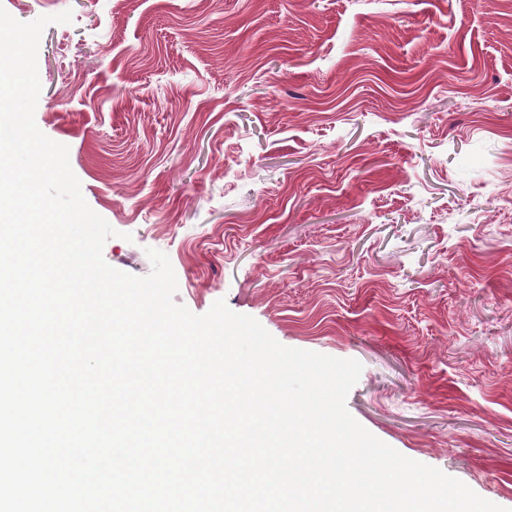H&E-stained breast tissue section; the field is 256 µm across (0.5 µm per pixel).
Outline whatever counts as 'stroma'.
<instances>
[{
  "mask_svg": "<svg viewBox=\"0 0 512 512\" xmlns=\"http://www.w3.org/2000/svg\"><path fill=\"white\" fill-rule=\"evenodd\" d=\"M112 267L363 365L353 417L512 512V0H0Z\"/></svg>",
  "mask_w": 512,
  "mask_h": 512,
  "instance_id": "obj_1",
  "label": "stroma"
}]
</instances>
